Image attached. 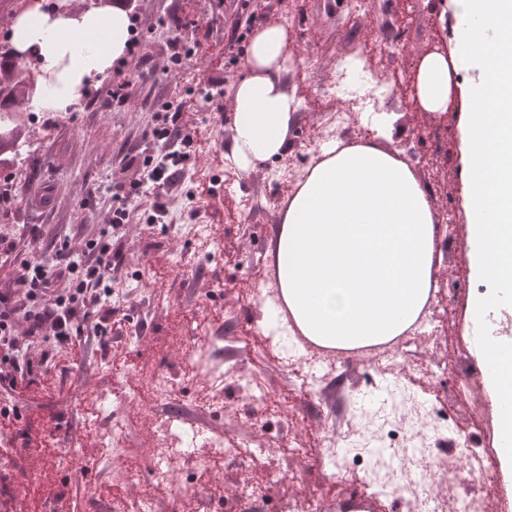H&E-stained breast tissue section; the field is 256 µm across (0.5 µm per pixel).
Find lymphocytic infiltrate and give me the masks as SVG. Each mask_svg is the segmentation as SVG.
Listing matches in <instances>:
<instances>
[{"label": "lymphocytic infiltrate", "instance_id": "f902f5d3", "mask_svg": "<svg viewBox=\"0 0 512 512\" xmlns=\"http://www.w3.org/2000/svg\"><path fill=\"white\" fill-rule=\"evenodd\" d=\"M173 24L177 33L168 41L170 69L181 70L200 57L209 65H223L224 51L212 43L209 26L188 18L174 19ZM143 138L146 145L133 160L146 174L145 186L96 185L89 190L90 196L111 198L116 227L126 223L131 205L147 191L154 201L146 221L159 223L167 215L163 199L176 180L187 179L189 197L199 201L216 193V171L223 167L224 156L211 140L196 97L164 102ZM160 142L171 144V151L154 154L153 146ZM14 259L21 267L18 286L0 290V390L14 398L31 392L49 396L55 390L50 367L46 361L27 359L26 352L38 338L50 336L61 361L76 366L86 355L82 328L88 318H95L99 335L122 333L127 318L112 305L115 290L125 285L122 250L108 237L78 248L64 242L56 250L55 265L48 267L33 256L18 259L16 235H0V262ZM63 278L69 286L61 291L56 283Z\"/></svg>", "mask_w": 512, "mask_h": 512}]
</instances>
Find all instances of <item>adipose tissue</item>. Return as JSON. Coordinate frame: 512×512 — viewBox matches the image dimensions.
I'll list each match as a JSON object with an SVG mask.
<instances>
[{
  "mask_svg": "<svg viewBox=\"0 0 512 512\" xmlns=\"http://www.w3.org/2000/svg\"><path fill=\"white\" fill-rule=\"evenodd\" d=\"M458 52H432L417 69L419 105L444 112L453 74L466 70L471 112L465 126L471 269L491 284L478 310L495 308L512 285V0H454ZM14 45L37 60L33 112L79 105L92 81L122 59L130 39L125 0L75 16L41 4L19 13ZM248 70L232 99L231 156L243 169L281 155L298 104L289 94L286 31L257 29ZM366 133L324 148L281 218L274 258L283 299L301 332L316 343L353 348L400 335L435 286L436 226L427 195L408 165ZM499 402L512 403V352L488 341Z\"/></svg>",
  "mask_w": 512,
  "mask_h": 512,
  "instance_id": "ef3b65f1",
  "label": "adipose tissue"
}]
</instances>
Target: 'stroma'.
I'll return each instance as SVG.
<instances>
[{"instance_id": "35a3bbf8", "label": "stroma", "mask_w": 512, "mask_h": 512, "mask_svg": "<svg viewBox=\"0 0 512 512\" xmlns=\"http://www.w3.org/2000/svg\"><path fill=\"white\" fill-rule=\"evenodd\" d=\"M368 14L352 10L347 0H134L131 12L138 18L140 44L137 58L125 70L137 75V91L123 108H115L105 90V78L92 86L96 97L63 113L57 127H29L31 145L24 162L15 163L14 180L22 184L23 198L13 204L4 224H29L39 231L37 244L21 239L20 258L36 256L44 265L55 263L60 241L80 246L89 239L112 232L118 237L130 273L125 288L112 297V304L127 315L128 330L138 331L139 341L124 345L113 337L109 346L89 338L83 364L67 369L56 365L58 391L51 397L17 399L22 427L31 432L47 425L57 428L61 450L53 471L54 491L73 512H106L113 500L134 502L139 491L153 490L154 512H225L238 492L240 477H249L262 495L253 503L255 512H274L278 501L302 498L318 505V512H423L421 503H397L391 499H358L356 493L368 471L360 469L340 479L328 478L325 459L329 438L337 441H368L377 430L375 408L390 383H399L408 403L392 412L396 427L405 429L424 423V464L438 474V491L446 504L465 488L464 448L472 435H479L485 449V464L496 467L497 483L485 486L481 497L486 512H512V468L503 467L498 454V418H491L484 433H477L472 419L479 406L492 400L487 379L475 375L457 377L455 366L479 361L471 329L473 293L449 295L446 285L459 272L470 269L467 248L469 217L461 215L457 243L440 250L433 303L442 309L438 331L414 339L386 356L359 354L350 360L328 357L327 365L341 374L339 390L312 399L298 390L293 367L284 365L274 338L276 314L259 305L253 279H264L271 267L270 252L280 229V215L295 186L276 182L269 162L244 171L225 161L223 180L215 197L198 202L189 198L184 185L166 197V223L146 226L142 209L130 212L126 224L111 228L110 204L88 197L98 181L129 187L143 178V170L130 157L154 122L161 103L175 94L212 93L214 105L225 111L214 119L211 138L228 149L233 126L229 111L234 84L246 73L247 45L236 40L245 24L259 28L279 25L288 33L287 52L293 59L286 86L298 109L288 134L289 147L280 155V165L295 163L301 152H314L328 142H355L365 131L366 120L351 117L345 131L331 133L329 117L337 106L335 97L321 90L322 79L339 62L359 52L360 43L385 37L396 40L397 49L365 62L367 69L387 85H400L397 96L382 102L390 122L379 141L382 149L400 154L425 150L424 162L415 174L423 186L438 184L430 195L435 223H443L449 200L464 204L463 170L468 160L462 137L466 119L464 85L448 110L426 112L415 98L417 64L430 52L453 55L457 18L452 0H368ZM178 15L208 22L212 42L223 46L236 63L226 70L200 62L176 74L167 71L165 45L171 33L162 21ZM316 56L319 68L302 72L307 56ZM204 227L218 250H202L190 230ZM156 271L155 285H145L141 273ZM224 340V361L240 373L259 372L272 407L269 417H246L242 405L226 402L222 411L200 408L199 383L188 384L182 402L199 410L202 418L224 434V445L263 447V454L245 455L243 461L222 457L213 473L198 471L197 449L178 460L180 473H191L200 486L221 485V492L188 500L167 483L154 480L153 448L159 447L162 400L143 393L136 404L120 406L107 428L108 434L125 437L129 454L117 469L103 470L102 451L87 448L99 433L90 429L88 412L100 394L117 397L130 387L168 375L182 365L192 347L204 339ZM127 359L118 370L113 356ZM449 367L448 374H435L436 365ZM452 430L458 446L452 454L439 450L443 430ZM9 450L0 455V512H33L42 471L32 450L22 440L4 439Z\"/></svg>"}]
</instances>
